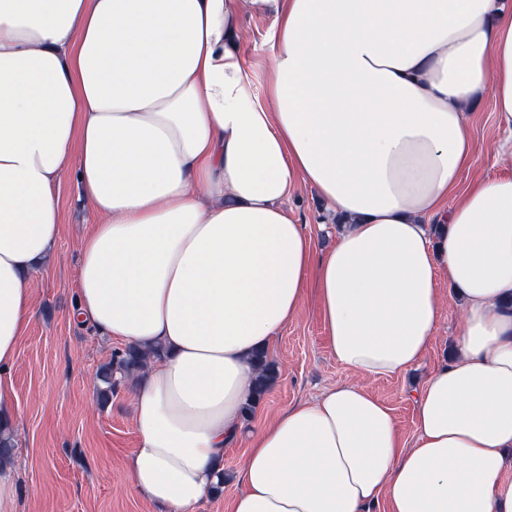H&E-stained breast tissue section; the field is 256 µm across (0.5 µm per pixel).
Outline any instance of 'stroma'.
Masks as SVG:
<instances>
[{"instance_id": "35a3bbf8", "label": "stroma", "mask_w": 512, "mask_h": 512, "mask_svg": "<svg viewBox=\"0 0 512 512\" xmlns=\"http://www.w3.org/2000/svg\"><path fill=\"white\" fill-rule=\"evenodd\" d=\"M271 26L268 18L243 20L242 60L260 85L266 81ZM496 136L492 98L485 93L473 105L476 153L462 184L501 173L490 151ZM59 203L62 229L56 256L32 282L38 315L20 341L11 373L12 404L19 414L12 458L19 512H157L128 478L127 461L137 441L129 387L117 383L104 405L96 397L94 374L118 344L74 317L78 243L98 217L73 177L63 179ZM287 206L310 226L318 244L332 240L335 227L324 223L314 191L300 189ZM440 303L437 332L423 360L406 373L365 382L392 409L407 437L414 430L416 396L429 374L448 361L458 331L457 301L450 288H442ZM269 356L279 374L254 412L255 426L349 377L331 357L310 300L275 339Z\"/></svg>"}]
</instances>
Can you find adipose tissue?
<instances>
[{"mask_svg":"<svg viewBox=\"0 0 512 512\" xmlns=\"http://www.w3.org/2000/svg\"><path fill=\"white\" fill-rule=\"evenodd\" d=\"M247 16L273 21L261 95ZM486 90L508 172L464 187ZM71 172L101 218L80 242L77 319L165 352L128 381L129 478L161 512H196L241 440L229 512H512V0H0L9 434ZM303 186L343 220L327 247L284 206ZM443 282L461 323L412 443L351 382L247 425L253 356L304 301L338 363L386 377L425 356Z\"/></svg>","mask_w":512,"mask_h":512,"instance_id":"adipose-tissue-1","label":"adipose tissue"}]
</instances>
